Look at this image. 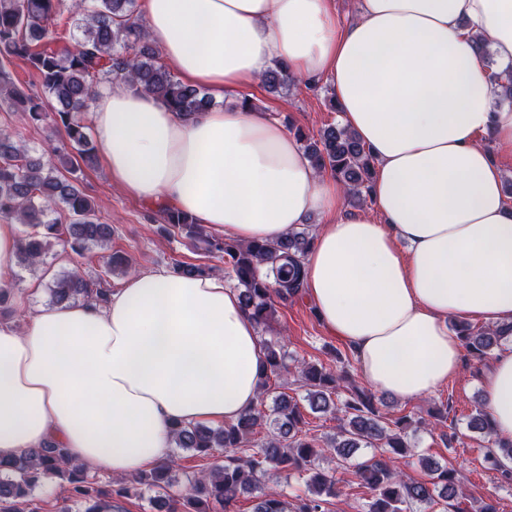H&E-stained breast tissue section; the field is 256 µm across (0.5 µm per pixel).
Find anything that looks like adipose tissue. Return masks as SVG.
I'll return each instance as SVG.
<instances>
[{
    "instance_id": "obj_1",
    "label": "adipose tissue",
    "mask_w": 512,
    "mask_h": 512,
    "mask_svg": "<svg viewBox=\"0 0 512 512\" xmlns=\"http://www.w3.org/2000/svg\"><path fill=\"white\" fill-rule=\"evenodd\" d=\"M164 63L216 94L275 62L327 82L343 126L374 165L371 209L351 204L269 113L184 117L117 82L88 112L113 182L241 242L320 214L304 293L364 383L403 401L462 372L453 320L512 323V199L480 140L512 150V106L476 47L512 65V0H144ZM264 355L224 279L136 271L103 303L0 316V458L55 446L88 475L129 476L169 458L175 424L236 421L255 408ZM496 439L512 443V340L481 377Z\"/></svg>"
}]
</instances>
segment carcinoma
Listing matches in <instances>:
<instances>
[{
	"label": "carcinoma",
	"mask_w": 512,
	"mask_h": 512,
	"mask_svg": "<svg viewBox=\"0 0 512 512\" xmlns=\"http://www.w3.org/2000/svg\"><path fill=\"white\" fill-rule=\"evenodd\" d=\"M61 0H0V110L19 116L26 127H38L52 118L56 131L64 133L81 161H95L82 115L102 84L121 81L137 90L159 96L174 111L184 115L205 112L215 106L205 90L178 80L159 62L143 25L134 15V0H82L77 4L75 46H56L53 25L61 15ZM25 60L37 75L41 95L31 96L15 87L10 65ZM500 95L512 98V70L491 73ZM270 90L289 89L294 80L285 64L277 62L262 78ZM295 134L317 169L328 171L349 188L351 200L361 203L367 195L371 160L364 145L346 127L331 124L313 140L300 129ZM73 162H44L22 143L18 129L0 132V219H11L28 228L19 239L17 264L38 269L52 243L60 242L84 257L93 247L105 249L112 239V225L101 221L93 200L65 172ZM158 231L168 238L177 232L208 253L220 254L229 274L237 281L245 310L261 328L276 321L277 305L303 296V260L313 236L309 227L291 230L275 241L257 239L239 243L208 234L195 219L175 209L160 211ZM132 261L120 252L108 255L104 275H127ZM103 275L86 277L79 270L53 277L49 289L54 303L79 299L103 302L110 289ZM462 346L476 359L502 340L512 338V324L476 328L454 324ZM267 373L261 391L272 395V406L258 407L220 429L201 424L173 429L174 444L202 456L217 450L225 461L189 481V488L170 493L173 463H162L132 481H116L106 490L66 457L61 448H44L0 460V512H39L32 491L45 476L67 482L78 512H99L104 499L126 498L135 492H155L158 507L165 512H211L218 504L229 507L245 490L260 492L254 512H324L325 498L336 495V468L352 461L361 448L378 452L354 465L359 487L367 497L365 512H417L435 503L440 489L445 498L465 499L455 469L422 460L426 479L408 481L395 465V457L410 451L408 433L419 421L409 414L383 424L374 397L352 379L349 372H336L323 365L303 364L298 374L306 388L309 409L314 413L342 414L346 423L324 440L303 432L304 412L285 392L271 393L270 376L287 369L288 352L278 342L263 344ZM266 429L262 439L251 440L256 428ZM470 427L494 435L484 400L475 406ZM332 457L336 467L313 468L316 461ZM485 461L491 469L512 478V446L488 449ZM306 474V492L287 499L276 490L260 487L269 470Z\"/></svg>",
	"instance_id": "carcinoma-1"
}]
</instances>
